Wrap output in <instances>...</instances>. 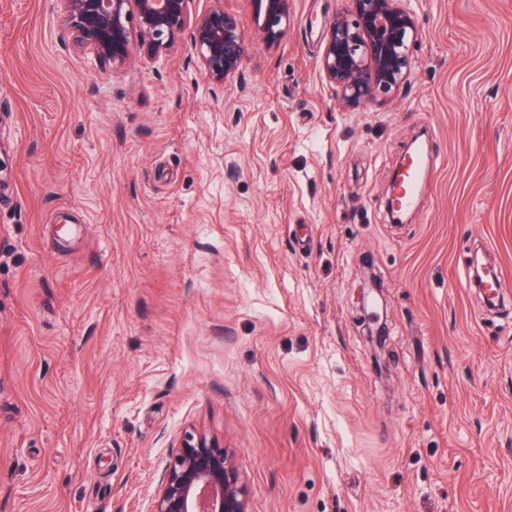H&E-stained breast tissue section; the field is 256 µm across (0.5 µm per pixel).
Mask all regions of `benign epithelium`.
<instances>
[{
  "instance_id": "obj_1",
  "label": "benign epithelium",
  "mask_w": 512,
  "mask_h": 512,
  "mask_svg": "<svg viewBox=\"0 0 512 512\" xmlns=\"http://www.w3.org/2000/svg\"><path fill=\"white\" fill-rule=\"evenodd\" d=\"M75 41L99 60L118 67L135 43L152 59L190 29V41L204 77L215 86L242 70L248 36L239 15L224 0L190 14L191 0H57ZM254 37L269 47L288 29L291 0H250ZM320 69L338 109L360 107L395 97L411 83L413 48L420 28L414 0H346L323 34ZM371 308L375 335L384 301L372 286L363 294ZM151 512H250L248 491L233 451L203 433L188 434L171 456L153 497Z\"/></svg>"
}]
</instances>
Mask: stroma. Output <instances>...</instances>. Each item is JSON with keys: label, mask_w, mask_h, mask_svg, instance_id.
Instances as JSON below:
<instances>
[{"label": "stroma", "mask_w": 512, "mask_h": 512, "mask_svg": "<svg viewBox=\"0 0 512 512\" xmlns=\"http://www.w3.org/2000/svg\"><path fill=\"white\" fill-rule=\"evenodd\" d=\"M344 5L292 0L217 88L188 34L115 68L0 0V512H148L196 431L251 512H512V296L462 279L512 281V0H421L411 85L353 112L320 70ZM426 160L422 158H412L406 165L404 174L396 188L395 201L402 210H410L416 207L421 198V173L425 167ZM392 202V196L388 199V210L392 214L400 212L396 220L403 222L405 213L399 211L398 207Z\"/></svg>", "instance_id": "1"}]
</instances>
